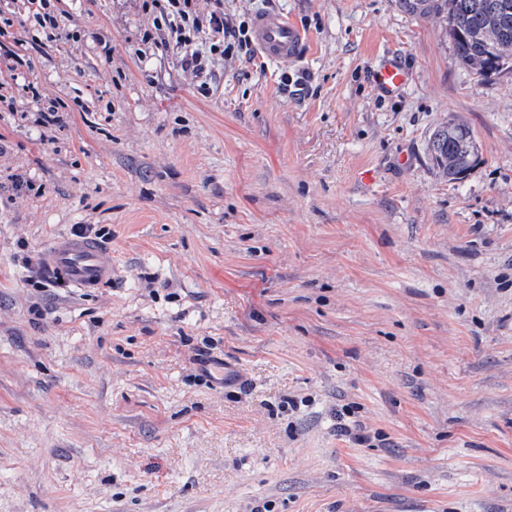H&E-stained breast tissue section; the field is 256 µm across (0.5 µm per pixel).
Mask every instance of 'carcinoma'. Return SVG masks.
Returning a JSON list of instances; mask_svg holds the SVG:
<instances>
[{
  "mask_svg": "<svg viewBox=\"0 0 512 512\" xmlns=\"http://www.w3.org/2000/svg\"><path fill=\"white\" fill-rule=\"evenodd\" d=\"M408 13L442 18L457 59L476 73L489 76L512 69V0H398ZM431 161L449 180L465 178L477 145L470 127L451 119L429 139Z\"/></svg>",
  "mask_w": 512,
  "mask_h": 512,
  "instance_id": "carcinoma-1",
  "label": "carcinoma"
}]
</instances>
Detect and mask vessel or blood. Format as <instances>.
<instances>
[{"mask_svg":"<svg viewBox=\"0 0 512 512\" xmlns=\"http://www.w3.org/2000/svg\"><path fill=\"white\" fill-rule=\"evenodd\" d=\"M253 40L260 52L274 61H301L307 55L304 32L279 12H263L252 23ZM410 73L397 57L387 58L376 73L379 90L392 96L401 93ZM42 261L68 285L84 290L100 287L112 278V257L94 241L65 236L42 253Z\"/></svg>","mask_w":512,"mask_h":512,"instance_id":"obj_1","label":"vessel or blood"}]
</instances>
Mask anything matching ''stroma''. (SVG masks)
Masks as SVG:
<instances>
[{
  "label": "stroma",
  "mask_w": 512,
  "mask_h": 512,
  "mask_svg": "<svg viewBox=\"0 0 512 512\" xmlns=\"http://www.w3.org/2000/svg\"><path fill=\"white\" fill-rule=\"evenodd\" d=\"M60 7L101 40L30 47L17 103L85 111H0L31 184L0 185V512H512V72L397 0H224L308 55L216 62L204 96L139 0ZM451 118L459 182L428 153ZM78 224L111 281L38 287ZM375 77L379 90L388 96L401 93L410 81L409 71L395 56L384 61ZM28 90L32 95V99L37 102L38 109L36 111L38 118L36 122L41 123L43 127H59L63 122L62 110L66 108V104L58 97H50L42 94L38 88L28 85ZM429 152L434 167L448 180H462L477 157V145L470 127L455 119L437 127L429 139Z\"/></svg>",
  "instance_id": "stroma-1"
}]
</instances>
